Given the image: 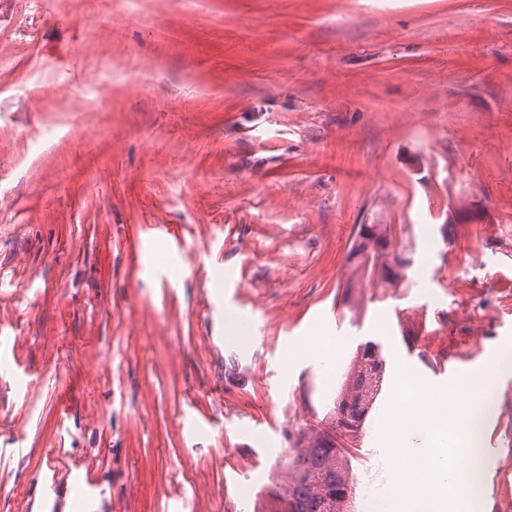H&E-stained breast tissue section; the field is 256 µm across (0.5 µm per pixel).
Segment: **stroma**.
Here are the masks:
<instances>
[{"label": "stroma", "mask_w": 512, "mask_h": 512, "mask_svg": "<svg viewBox=\"0 0 512 512\" xmlns=\"http://www.w3.org/2000/svg\"><path fill=\"white\" fill-rule=\"evenodd\" d=\"M0 40V512H253L360 345L441 387L512 345V0H0ZM360 224L415 287L353 277ZM228 311L257 328L213 345ZM316 328L337 363L289 356ZM495 393L477 492L512 512Z\"/></svg>", "instance_id": "1"}]
</instances>
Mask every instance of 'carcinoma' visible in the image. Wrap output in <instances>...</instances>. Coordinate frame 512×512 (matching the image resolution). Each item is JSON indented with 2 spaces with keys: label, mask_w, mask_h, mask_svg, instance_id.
Wrapping results in <instances>:
<instances>
[{
  "label": "carcinoma",
  "mask_w": 512,
  "mask_h": 512,
  "mask_svg": "<svg viewBox=\"0 0 512 512\" xmlns=\"http://www.w3.org/2000/svg\"><path fill=\"white\" fill-rule=\"evenodd\" d=\"M368 230L365 234L363 225H358L349 257L355 274L375 270L377 260L386 258L377 249L392 243L387 225L371 224ZM394 249L397 268L378 274V280L397 290L408 287L412 259L408 247L396 243ZM384 369L377 343L369 341L357 348L327 423L296 428L281 479L267 491L270 512H351L356 487L352 450L381 390Z\"/></svg>",
  "instance_id": "carcinoma-1"
}]
</instances>
